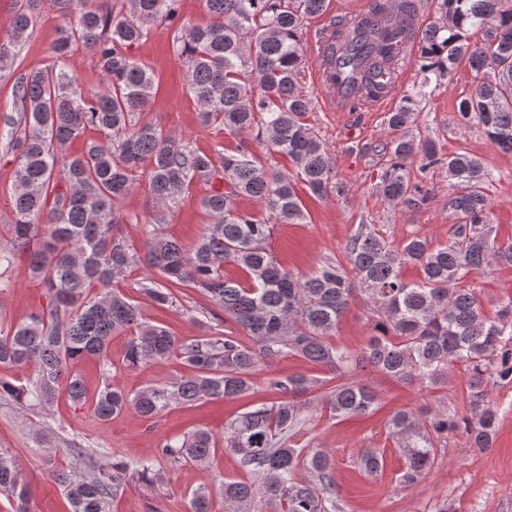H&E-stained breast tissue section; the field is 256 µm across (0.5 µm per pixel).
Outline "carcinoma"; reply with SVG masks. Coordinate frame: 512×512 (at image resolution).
Segmentation results:
<instances>
[{
	"instance_id": "obj_1",
	"label": "carcinoma",
	"mask_w": 512,
	"mask_h": 512,
	"mask_svg": "<svg viewBox=\"0 0 512 512\" xmlns=\"http://www.w3.org/2000/svg\"><path fill=\"white\" fill-rule=\"evenodd\" d=\"M70 20L52 47L57 57L75 44L94 51L105 79L87 90L63 70L20 71L14 49L33 30L41 0H15L7 38L0 39V71H8L19 117L7 121L8 149L15 156L16 188L8 244L0 268L28 256L41 281L45 307L27 320L0 324V367L30 368L23 382L0 378V398L47 409L62 396L74 406L91 404L102 422L128 409L146 420L174 407L249 397L254 375L282 357H296L331 374L324 380L304 373L271 377L277 400L246 407L224 424V447L245 477L222 481L224 512H341L328 450L297 446L319 411L335 419L364 416L379 405L378 392L357 379L371 368L390 379L427 387L448 383L449 371L466 375L469 414L458 418L444 406L399 409L387 421L405 456L398 485L418 484L435 463L448 435L461 431L470 448L492 446L498 406L494 388L512 386V297L487 311L471 287L472 276L493 266H512V242L497 241L487 193L491 173L469 152L443 157L429 140L413 135L421 90L400 99L387 113L390 130L401 135L378 145L387 156L376 185L391 203L423 204L430 190L412 178L440 170L448 180V238L434 243L415 235L395 246L373 224H360L343 248L344 260L329 261L305 277L284 267L268 249L273 224L304 218L303 190L316 198L342 196L336 161L305 122L312 99L299 81L305 64L304 21L324 12L326 0H205L211 22L178 31L189 89L200 121L242 136L258 130L266 149L291 162L286 173L267 164L245 143L219 159L193 149L159 124L145 119L155 98V77L129 50L157 24L174 25L180 0H117L110 9L96 0H55ZM385 18L376 39L363 27L336 29L330 59L348 67L349 82L362 97L385 89L415 17V0L375 2ZM437 18L416 44L420 70L440 82L464 62L477 76L474 93L457 106L459 125L478 128L490 145L512 153V0H437ZM482 31L481 43L471 42ZM89 129L81 152L67 145ZM146 175L156 204L172 208L193 180L220 181L202 201L210 223L191 250L146 222L136 244L120 230V202ZM242 197L264 203L268 217L238 208ZM420 277L407 281L402 267ZM234 265L242 281L224 277ZM148 275L138 292L158 307L174 304L176 288L202 293L221 313L203 311V335L180 341L166 327L143 318L135 300L114 288L133 268ZM370 307L374 334L357 352L330 342L340 318L356 298ZM224 326L226 331L219 330ZM129 336L124 365L163 361L177 351L187 373L130 392L112 381L108 354L112 337ZM95 358L102 385L93 400L71 365ZM216 437L197 428L158 449L173 464L204 466ZM384 457L367 451L361 471L374 475ZM70 512H111L127 482L161 485L166 474L144 458L131 466L111 453L97 472L53 470ZM0 494L29 512L30 489L20 460L0 448ZM188 512H212V492L189 495Z\"/></svg>"
}]
</instances>
